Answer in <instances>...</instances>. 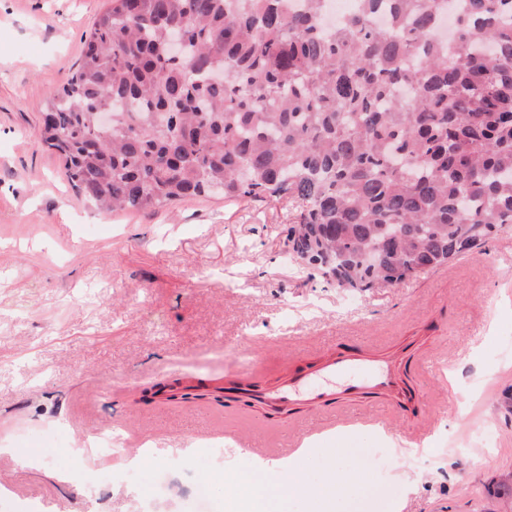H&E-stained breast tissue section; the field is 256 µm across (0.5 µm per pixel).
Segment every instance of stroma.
<instances>
[{
	"instance_id": "stroma-1",
	"label": "stroma",
	"mask_w": 512,
	"mask_h": 512,
	"mask_svg": "<svg viewBox=\"0 0 512 512\" xmlns=\"http://www.w3.org/2000/svg\"><path fill=\"white\" fill-rule=\"evenodd\" d=\"M108 0H0V512H179L197 484L249 470L252 451L307 447L317 480L333 458L325 426L363 418L344 439L368 490L335 512H512V228L451 263L366 291L332 287L288 252V198H188L157 214L94 211L40 141ZM344 350L396 357L406 401L347 400L259 416L226 403L231 373L273 386ZM143 440L137 479L89 501L71 467L91 433ZM224 448L216 468L211 445ZM421 455L406 458L409 445ZM170 500L151 502L156 471ZM416 480L412 493L402 482Z\"/></svg>"
}]
</instances>
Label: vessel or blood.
<instances>
[{"label":"vessel or blood","instance_id":"1","mask_svg":"<svg viewBox=\"0 0 512 512\" xmlns=\"http://www.w3.org/2000/svg\"><path fill=\"white\" fill-rule=\"evenodd\" d=\"M399 378L391 357L339 353L311 367L296 369L276 386L251 387L246 375L227 382L224 396L228 401L246 400L262 407L328 406L353 395L365 400L401 396Z\"/></svg>","mask_w":512,"mask_h":512}]
</instances>
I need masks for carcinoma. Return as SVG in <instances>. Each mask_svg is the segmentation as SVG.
Returning a JSON list of instances; mask_svg holds the SVG:
<instances>
[{
    "label": "carcinoma",
    "mask_w": 512,
    "mask_h": 512,
    "mask_svg": "<svg viewBox=\"0 0 512 512\" xmlns=\"http://www.w3.org/2000/svg\"><path fill=\"white\" fill-rule=\"evenodd\" d=\"M450 1L452 41L437 37ZM110 2L42 130L96 208L154 211L214 184L287 197L292 255L364 291L512 226V0H362L334 27L326 0Z\"/></svg>",
    "instance_id": "obj_1"
}]
</instances>
